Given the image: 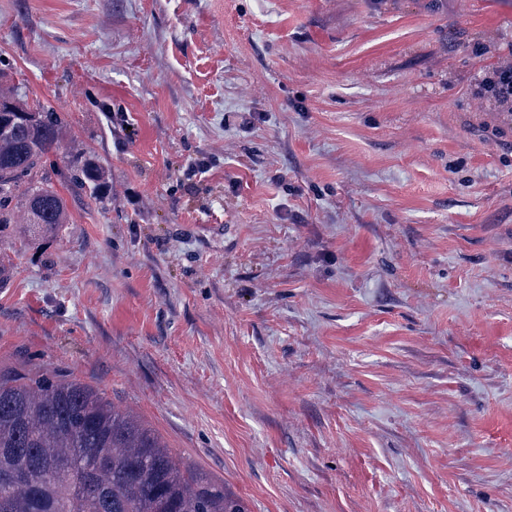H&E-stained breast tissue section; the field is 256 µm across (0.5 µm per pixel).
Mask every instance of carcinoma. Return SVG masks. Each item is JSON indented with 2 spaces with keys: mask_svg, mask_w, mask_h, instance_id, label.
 I'll return each mask as SVG.
<instances>
[{
  "mask_svg": "<svg viewBox=\"0 0 512 512\" xmlns=\"http://www.w3.org/2000/svg\"><path fill=\"white\" fill-rule=\"evenodd\" d=\"M22 87L0 84V224L23 198L29 222L69 221L66 200L37 179L64 137L55 112L31 109ZM107 169L92 154L70 181L102 192ZM0 512H249L246 502L180 467L130 411L77 379L0 372Z\"/></svg>",
  "mask_w": 512,
  "mask_h": 512,
  "instance_id": "obj_1",
  "label": "carcinoma"
}]
</instances>
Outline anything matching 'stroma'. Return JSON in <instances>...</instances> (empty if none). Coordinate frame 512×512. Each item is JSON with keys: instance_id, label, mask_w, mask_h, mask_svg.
<instances>
[{"instance_id": "obj_1", "label": "stroma", "mask_w": 512, "mask_h": 512, "mask_svg": "<svg viewBox=\"0 0 512 512\" xmlns=\"http://www.w3.org/2000/svg\"><path fill=\"white\" fill-rule=\"evenodd\" d=\"M511 50L512 0H0L70 215L0 227V368L250 512H512ZM477 94L485 96L490 93L491 97L502 116H510L505 113L512 112V60L501 61L496 68L486 76L477 87ZM512 114V113H511ZM106 177L107 169L98 158L92 154H85L81 157L79 165L71 168L70 182L88 188L92 194H101Z\"/></svg>"}]
</instances>
